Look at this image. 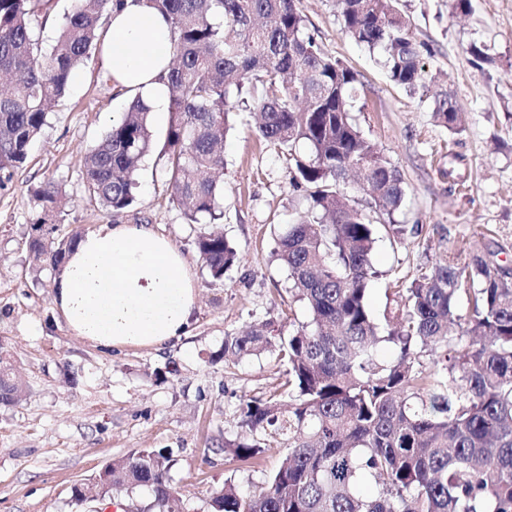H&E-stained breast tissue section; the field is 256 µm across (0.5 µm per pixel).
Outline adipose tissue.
Masks as SVG:
<instances>
[{"instance_id":"obj_1","label":"adipose tissue","mask_w":512,"mask_h":512,"mask_svg":"<svg viewBox=\"0 0 512 512\" xmlns=\"http://www.w3.org/2000/svg\"><path fill=\"white\" fill-rule=\"evenodd\" d=\"M163 16L146 0L114 8L104 73L122 91L166 111L170 56ZM53 304L71 333L99 347L158 348L186 336L198 289L183 253L144 224H104L76 242L53 280Z\"/></svg>"}]
</instances>
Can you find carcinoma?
Returning a JSON list of instances; mask_svg holds the SVG:
<instances>
[{"label": "carcinoma", "mask_w": 512, "mask_h": 512, "mask_svg": "<svg viewBox=\"0 0 512 512\" xmlns=\"http://www.w3.org/2000/svg\"><path fill=\"white\" fill-rule=\"evenodd\" d=\"M49 0H0V182L26 163L29 147L78 69L103 48L112 5L77 0L47 48L32 17ZM170 30L166 77V158L171 201L192 224L224 218V138L234 117L253 114L252 133L294 162L293 184L309 206L280 238L277 256L311 320L278 337L288 399L255 398L242 408L246 435L224 442L239 461L259 460L279 437L288 453L258 491L225 482L213 512H512V267L498 251L448 255L401 287L385 325L372 316L367 292L376 271L373 216L387 217L401 241L419 234L394 223L404 204L399 170L352 122L358 74L326 54L306 30L297 0H147ZM342 31L382 55L390 81L409 94L422 87L425 44L417 41L398 0H340ZM435 120L456 133L461 110L446 90L433 95ZM305 145L309 153L300 152ZM154 146L150 108L133 97L122 120L84 157L90 200L114 215L136 201V175ZM372 197L353 208L352 178ZM57 185L34 193L42 216L28 241L33 261L54 270L79 235L43 234ZM198 252L219 279L236 260L219 231L199 236ZM271 324L224 338V356L256 355L272 344ZM395 346L392 363L376 345ZM441 350L425 370L420 354ZM25 381L0 349V404L21 399ZM164 449H144L105 466L107 479L77 484L78 502L114 488H151L159 512H183L168 479ZM370 477L376 492L358 483Z\"/></svg>", "instance_id": "carcinoma-1"}]
</instances>
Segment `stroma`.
<instances>
[{"label":"stroma","instance_id":"stroma-1","mask_svg":"<svg viewBox=\"0 0 512 512\" xmlns=\"http://www.w3.org/2000/svg\"><path fill=\"white\" fill-rule=\"evenodd\" d=\"M307 30L327 54L353 68L363 85L352 120L400 171L406 200L395 215L419 224L417 237L399 242L386 222L374 225L373 265L379 276L368 306L382 319L391 305L385 290L395 278L413 279L448 253L494 248L512 265V0H473L452 17L448 0H400L418 41L425 43V86L410 95L395 86L376 57L346 37L336 0H300ZM490 48V71L469 53ZM446 88L464 117L452 133L432 115L433 94ZM131 97L105 77L99 61L82 66L54 105L24 166L0 185V347L26 382L16 404L0 405V512H145L148 488L105 501L76 502L72 487L92 482L112 459L145 449H167L170 483L185 512H212L226 479L245 490L263 486L286 451L273 447L259 463L224 454L242 435L241 406L280 394L286 364L276 347L225 360L224 338L272 323L280 335L310 319L276 258L281 235L308 201L290 183L287 155L267 147L239 122L224 143V219L218 226L188 223L170 200L159 152L138 172L137 202L115 216L86 190L83 154ZM51 180L63 203L49 218L56 235L89 233L103 224H148L186 257L197 281L199 308L189 335L162 349L106 351L73 336L52 302L55 273L35 266L26 243L38 215L33 191ZM218 230L236 247L237 262L222 278L202 262L197 239Z\"/></svg>","mask_w":512,"mask_h":512}]
</instances>
